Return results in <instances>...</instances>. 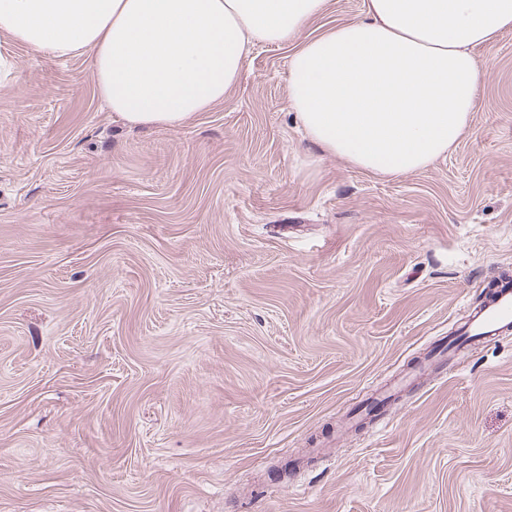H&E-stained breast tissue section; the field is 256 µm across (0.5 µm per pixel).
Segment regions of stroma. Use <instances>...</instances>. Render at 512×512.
Here are the masks:
<instances>
[{
	"mask_svg": "<svg viewBox=\"0 0 512 512\" xmlns=\"http://www.w3.org/2000/svg\"><path fill=\"white\" fill-rule=\"evenodd\" d=\"M293 51L135 129L88 57L0 35V512H512V328L399 386L512 277V30L396 177L304 135Z\"/></svg>",
	"mask_w": 512,
	"mask_h": 512,
	"instance_id": "obj_1",
	"label": "stroma"
}]
</instances>
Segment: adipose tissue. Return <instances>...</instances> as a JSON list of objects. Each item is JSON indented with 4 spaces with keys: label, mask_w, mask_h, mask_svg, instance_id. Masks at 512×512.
<instances>
[{
    "label": "adipose tissue",
    "mask_w": 512,
    "mask_h": 512,
    "mask_svg": "<svg viewBox=\"0 0 512 512\" xmlns=\"http://www.w3.org/2000/svg\"><path fill=\"white\" fill-rule=\"evenodd\" d=\"M325 0H0V33L84 55L128 127H179L223 101L252 46L288 45ZM512 29V0H366L363 17L302 43L289 101L327 153L381 175L429 166L478 105L473 48Z\"/></svg>",
    "instance_id": "1"
}]
</instances>
